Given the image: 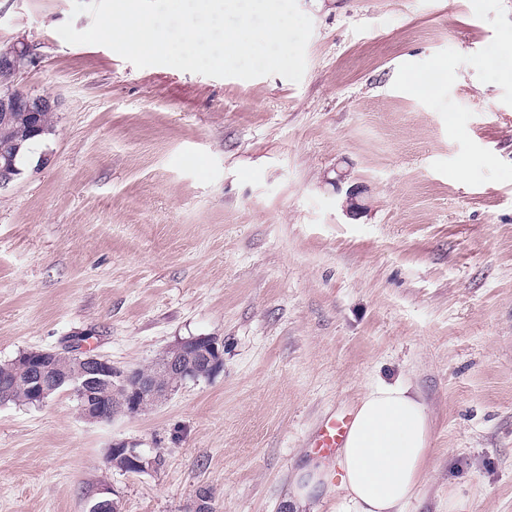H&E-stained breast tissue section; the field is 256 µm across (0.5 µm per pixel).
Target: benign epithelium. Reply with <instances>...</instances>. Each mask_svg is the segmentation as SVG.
Returning <instances> with one entry per match:
<instances>
[{
	"mask_svg": "<svg viewBox=\"0 0 512 512\" xmlns=\"http://www.w3.org/2000/svg\"><path fill=\"white\" fill-rule=\"evenodd\" d=\"M18 71L32 63V57L24 48H13L0 56ZM31 111L29 95L15 89L0 95V112ZM194 351L185 356L174 346L163 353L151 370L125 372L112 361L92 353L79 339L73 340L63 350H32L23 353L10 370L16 380L23 381V389L29 401L35 405L44 403L50 394L63 385L79 399L81 416L91 422H110L117 413L134 414L145 411L162 401L174 388L175 382L185 374L194 377H210L224 367V344L209 336L194 338ZM119 383L123 393L121 408L115 412L112 406L91 402L94 391L114 387ZM112 451L133 463L135 472L155 466V458L142 449L123 443L112 445Z\"/></svg>",
	"mask_w": 512,
	"mask_h": 512,
	"instance_id": "1",
	"label": "benign epithelium"
}]
</instances>
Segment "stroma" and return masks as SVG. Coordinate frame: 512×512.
I'll use <instances>...</instances> for the list:
<instances>
[{
  "label": "stroma",
  "instance_id": "obj_1",
  "mask_svg": "<svg viewBox=\"0 0 512 512\" xmlns=\"http://www.w3.org/2000/svg\"><path fill=\"white\" fill-rule=\"evenodd\" d=\"M300 82L136 68L0 0L60 106L0 189V363L81 336L123 368L197 336L217 374L85 420L0 404V512H284L320 422L409 380L433 420L407 512H512V0H298ZM430 77L413 89L408 74ZM361 207H343L349 188ZM125 442L160 455L110 467ZM112 450V456L113 452H118L121 454V456L129 459L132 461L133 466L132 468L127 467V469H122L118 467H114L121 471H135L138 473L148 470L150 467L152 468L155 466V459H156V465L159 466L162 463V458L160 456L156 457H150L147 455L141 448H135L126 446L123 443L113 444L112 448H109V451Z\"/></svg>",
  "mask_w": 512,
  "mask_h": 512
}]
</instances>
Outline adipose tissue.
Wrapping results in <instances>:
<instances>
[{
  "label": "adipose tissue",
  "mask_w": 512,
  "mask_h": 512,
  "mask_svg": "<svg viewBox=\"0 0 512 512\" xmlns=\"http://www.w3.org/2000/svg\"><path fill=\"white\" fill-rule=\"evenodd\" d=\"M431 440L429 409L411 384L376 383L360 398L335 462L311 464L296 476L292 512L322 490L335 494L336 512H406L425 478Z\"/></svg>",
  "instance_id": "adipose-tissue-1"
}]
</instances>
